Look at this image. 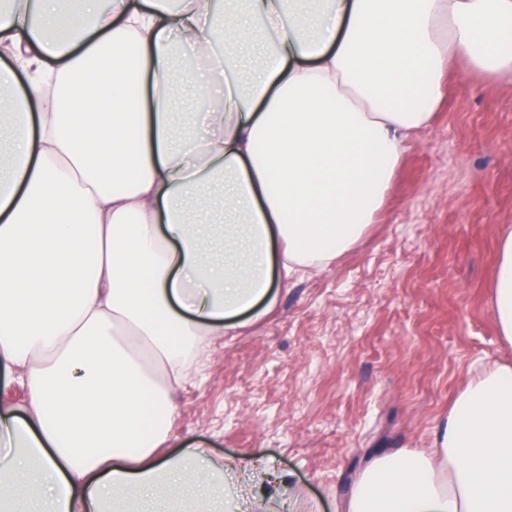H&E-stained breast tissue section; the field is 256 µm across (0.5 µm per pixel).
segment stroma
Masks as SVG:
<instances>
[{
    "mask_svg": "<svg viewBox=\"0 0 512 512\" xmlns=\"http://www.w3.org/2000/svg\"><path fill=\"white\" fill-rule=\"evenodd\" d=\"M376 221L326 269L218 338L175 395L163 453L192 442L234 471L241 512H341L375 456L433 447L467 383L512 362L491 307L512 228V83L444 79Z\"/></svg>",
    "mask_w": 512,
    "mask_h": 512,
    "instance_id": "stroma-1",
    "label": "stroma"
}]
</instances>
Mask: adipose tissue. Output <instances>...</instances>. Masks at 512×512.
Listing matches in <instances>:
<instances>
[{
    "label": "adipose tissue",
    "instance_id": "obj_1",
    "mask_svg": "<svg viewBox=\"0 0 512 512\" xmlns=\"http://www.w3.org/2000/svg\"><path fill=\"white\" fill-rule=\"evenodd\" d=\"M0 112V512H217L223 461L157 455L188 381L273 285L374 223L412 137L464 60L512 76V0H12ZM190 47L220 100L173 130ZM492 309L512 342V230ZM345 512H512V365L457 397L434 448L384 454Z\"/></svg>",
    "mask_w": 512,
    "mask_h": 512
}]
</instances>
